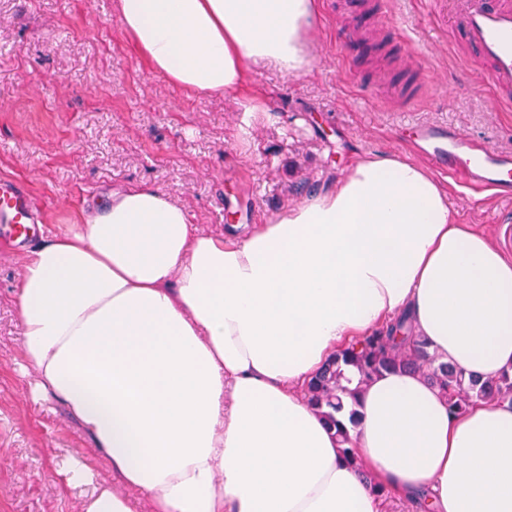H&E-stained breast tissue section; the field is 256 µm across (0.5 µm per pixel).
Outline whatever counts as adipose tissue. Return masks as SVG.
<instances>
[{
    "label": "adipose tissue",
    "mask_w": 512,
    "mask_h": 512,
    "mask_svg": "<svg viewBox=\"0 0 512 512\" xmlns=\"http://www.w3.org/2000/svg\"><path fill=\"white\" fill-rule=\"evenodd\" d=\"M148 69L195 93L237 91L271 65H311L319 0H116ZM22 376L107 460L61 469L81 512H512V403L448 399L413 373L362 388L343 456L305 389L320 368L410 313L458 368L512 373V256L422 166L364 157L330 189L242 237L208 233L159 188L102 210L24 258Z\"/></svg>",
    "instance_id": "ef3b65f1"
}]
</instances>
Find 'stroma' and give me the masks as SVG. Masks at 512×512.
Masks as SVG:
<instances>
[{
  "label": "stroma",
  "instance_id": "1",
  "mask_svg": "<svg viewBox=\"0 0 512 512\" xmlns=\"http://www.w3.org/2000/svg\"><path fill=\"white\" fill-rule=\"evenodd\" d=\"M310 30V70L295 76L260 66L246 90L200 95L150 72L125 38L114 0H0V179L29 185L48 232L62 231L114 190L149 184L220 233L268 223L285 207L333 187L358 159L417 161L400 127L445 122L512 153V111L498 110L478 67L449 38L452 17L426 0H367L372 49L347 57L329 0ZM413 31L410 55L420 101L400 111L389 86L404 69L397 27ZM265 111L240 131L251 96ZM438 183L462 224H474L512 254V200ZM23 253L0 245V512H80L83 491L62 488L56 470L89 459L111 474L78 424L56 404L34 402L22 360L15 292Z\"/></svg>",
  "mask_w": 512,
  "mask_h": 512
}]
</instances>
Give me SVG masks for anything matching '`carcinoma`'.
<instances>
[{
  "instance_id": "1",
  "label": "carcinoma",
  "mask_w": 512,
  "mask_h": 512,
  "mask_svg": "<svg viewBox=\"0 0 512 512\" xmlns=\"http://www.w3.org/2000/svg\"><path fill=\"white\" fill-rule=\"evenodd\" d=\"M346 367L355 369L360 385L386 371H419L448 394V411L452 414L487 397H512V376L504 374L496 381L482 382L477 375L441 360L428 350L424 340L413 334L408 316L404 315L396 323L377 329L358 344L342 350L308 383L309 400L328 425L336 429L345 445L343 454L353 464L356 452L352 437L337 418L344 411V397H354V390L348 387L351 379L344 374Z\"/></svg>"
}]
</instances>
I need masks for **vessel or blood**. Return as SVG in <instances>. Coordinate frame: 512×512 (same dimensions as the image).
Returning a JSON list of instances; mask_svg holds the SVG:
<instances>
[{
	"label": "vessel or blood",
	"instance_id": "vessel-or-blood-1",
	"mask_svg": "<svg viewBox=\"0 0 512 512\" xmlns=\"http://www.w3.org/2000/svg\"><path fill=\"white\" fill-rule=\"evenodd\" d=\"M453 42L479 63L480 77L501 104L512 102V0H454ZM408 141L437 172L478 192L512 189V153L491 149L447 125L415 122ZM36 207L28 188L0 180V241L25 249L36 229Z\"/></svg>",
	"mask_w": 512,
	"mask_h": 512
}]
</instances>
